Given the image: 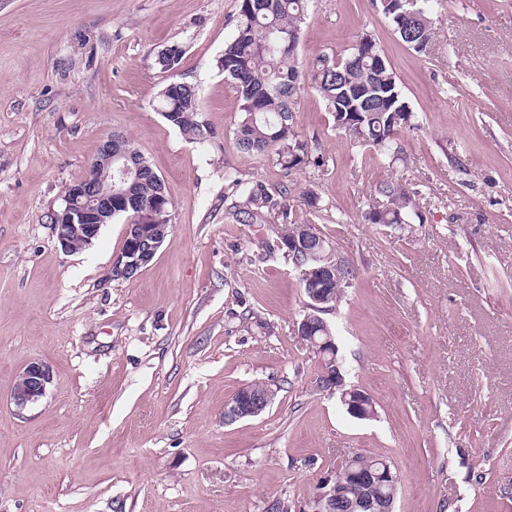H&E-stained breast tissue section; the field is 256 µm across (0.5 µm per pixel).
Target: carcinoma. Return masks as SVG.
I'll use <instances>...</instances> for the list:
<instances>
[{
  "mask_svg": "<svg viewBox=\"0 0 512 512\" xmlns=\"http://www.w3.org/2000/svg\"><path fill=\"white\" fill-rule=\"evenodd\" d=\"M393 2H380L400 41L416 53L426 51L433 35L430 0H417L405 9L417 17H396ZM305 0H256L252 11L239 0L238 19L233 41L224 48L220 65L239 94L240 118L236 127L238 146L248 154L274 155L276 165L288 172L311 164L307 144L294 131L293 116L300 87L307 79L321 95L336 128L363 149H374L390 163L398 160L395 136L402 126L412 125L415 115L400 89L399 81L376 39L364 33L351 52L318 57L303 68L296 49L274 41L276 33L301 34ZM183 92L175 97L162 89L159 111L166 121L178 128L190 141L204 144L214 138L213 130L200 121L197 88L180 83ZM229 192L224 196L226 210L240 224H254L264 211L278 209V220L289 225L281 235L295 232L297 220L285 204L273 200L260 180L243 181L231 173L224 175ZM115 189L142 202L166 191L158 173L150 168L124 179H114ZM379 196L375 224H398L408 219L410 207H400L397 214L384 204L411 200L408 187L398 181H386L377 189Z\"/></svg>",
  "mask_w": 512,
  "mask_h": 512,
  "instance_id": "obj_1",
  "label": "carcinoma"
}]
</instances>
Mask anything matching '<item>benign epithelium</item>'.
Listing matches in <instances>:
<instances>
[{"instance_id": "benign-epithelium-1", "label": "benign epithelium", "mask_w": 512, "mask_h": 512, "mask_svg": "<svg viewBox=\"0 0 512 512\" xmlns=\"http://www.w3.org/2000/svg\"><path fill=\"white\" fill-rule=\"evenodd\" d=\"M115 162L120 163L118 171L124 176L140 168L122 139L109 135L103 140L85 175L63 197V205L52 212L51 221L62 248L74 252L92 244L102 226L112 223L116 209L132 210L137 223L126 225V246L114 257L109 269L111 274L132 279L152 261L168 231L150 220L152 213L160 208V201L144 204L127 197L113 198L112 164ZM302 233L313 239V248H304L303 243L297 239L288 240L285 246L290 253L304 252V262L295 265L299 280L302 283H321L322 288L312 289L309 297L315 303H323L325 297L322 289L327 287L328 278H333L336 285H341L347 276L348 267L339 260L334 270L324 264L325 260L332 258V253L316 225H302ZM315 330L311 316L304 315L298 325V335L318 359L326 356L331 364V369L323 370L317 378V389L331 394L341 392V403L351 416L358 419L373 418L376 410L372 397L359 388H345L338 347L333 337L325 336L320 340ZM50 383L49 367L41 362H32L19 374L11 398L16 406L23 408L41 399ZM274 398L275 393L262 383L246 385L226 404L224 422L233 423L243 418L256 417L272 404ZM355 457L356 454L352 453L338 462L335 475L319 485L317 494L309 502V509L303 512H336L338 507L344 508L345 512H394L395 492L400 481L397 470L387 465L378 473L356 471ZM343 472L367 484V494L356 499L350 498L338 478ZM383 483L391 488L388 496L374 492V488Z\"/></svg>"}]
</instances>
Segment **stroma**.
<instances>
[{
    "label": "stroma",
    "instance_id": "stroma-1",
    "mask_svg": "<svg viewBox=\"0 0 512 512\" xmlns=\"http://www.w3.org/2000/svg\"><path fill=\"white\" fill-rule=\"evenodd\" d=\"M237 16L238 0H0V512H271L309 501L353 451L395 465V512H512V0H438L420 54L377 0H308L299 61L369 31L415 124L385 162L303 85L294 130L321 164L288 172L237 145L220 66ZM173 44L183 58L161 70ZM174 81L197 88L211 142L158 112ZM115 131L173 202L128 281L107 277L126 218L72 253L49 218ZM228 171L263 181L354 267L325 319L373 419L317 391L285 227L273 210L229 218ZM389 180L415 194L408 225L364 218ZM32 362L52 381L21 409L11 391ZM253 382L272 406L225 423Z\"/></svg>",
    "mask_w": 512,
    "mask_h": 512
}]
</instances>
